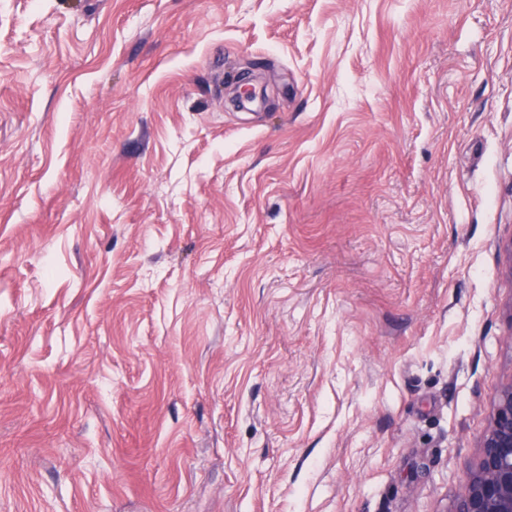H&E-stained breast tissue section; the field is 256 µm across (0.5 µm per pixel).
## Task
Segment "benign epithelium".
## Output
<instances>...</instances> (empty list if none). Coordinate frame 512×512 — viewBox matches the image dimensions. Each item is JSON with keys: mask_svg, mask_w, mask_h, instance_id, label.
<instances>
[{"mask_svg": "<svg viewBox=\"0 0 512 512\" xmlns=\"http://www.w3.org/2000/svg\"><path fill=\"white\" fill-rule=\"evenodd\" d=\"M232 83L238 89V102L256 97L246 72L235 74ZM453 512H512V380L494 398L488 430Z\"/></svg>", "mask_w": 512, "mask_h": 512, "instance_id": "benign-epithelium-1", "label": "benign epithelium"}]
</instances>
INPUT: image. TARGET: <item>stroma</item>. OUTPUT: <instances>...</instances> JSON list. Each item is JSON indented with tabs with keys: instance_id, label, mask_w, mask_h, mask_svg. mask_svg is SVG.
Listing matches in <instances>:
<instances>
[{
	"instance_id": "obj_1",
	"label": "stroma",
	"mask_w": 512,
	"mask_h": 512,
	"mask_svg": "<svg viewBox=\"0 0 512 512\" xmlns=\"http://www.w3.org/2000/svg\"><path fill=\"white\" fill-rule=\"evenodd\" d=\"M510 244L512 0H0V512H452Z\"/></svg>"
}]
</instances>
